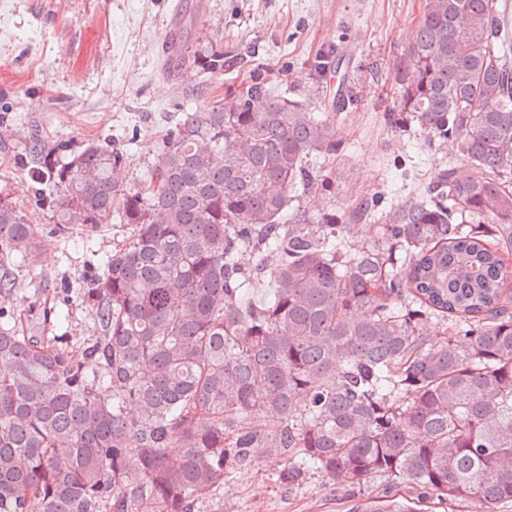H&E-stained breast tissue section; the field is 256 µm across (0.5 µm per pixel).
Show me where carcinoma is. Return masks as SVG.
I'll return each mask as SVG.
<instances>
[{
	"label": "carcinoma",
	"mask_w": 512,
	"mask_h": 512,
	"mask_svg": "<svg viewBox=\"0 0 512 512\" xmlns=\"http://www.w3.org/2000/svg\"><path fill=\"white\" fill-rule=\"evenodd\" d=\"M203 70L223 67L199 51ZM397 110L454 143L461 168L396 205L355 247L350 224L292 212L332 186L329 112L254 78L183 113L127 183L94 142L29 148V205L0 196V512H194L262 456L380 484L353 512L436 498L512 501V42L499 0H423ZM60 235H125L78 300L95 336H48L55 312L19 268L40 262L29 209ZM274 261H269L270 255ZM263 281L272 298L254 300ZM441 321L440 335L428 326ZM262 411L263 427L252 415Z\"/></svg>",
	"instance_id": "cac0c4a2"
}]
</instances>
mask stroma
I'll return each mask as SVG.
<instances>
[{"label": "stroma", "instance_id": "obj_1", "mask_svg": "<svg viewBox=\"0 0 512 512\" xmlns=\"http://www.w3.org/2000/svg\"><path fill=\"white\" fill-rule=\"evenodd\" d=\"M422 0H0V195L28 201L34 190L26 148L33 137L75 146L96 142L124 151L127 179L154 161L161 138L182 112L223 98L259 77L271 95L288 94L323 111L339 82L357 101L337 126L336 156L311 165L336 182L330 192L297 190L310 214L348 216L354 199L379 206L412 199L438 171L459 165L446 142L410 122L388 124L397 97L394 68L404 60ZM177 40L223 53L215 73L167 70L163 45ZM343 57L340 75L314 77L316 57ZM42 259L23 281L45 292L88 280L121 235L116 225L80 227L69 239L49 213L31 215ZM283 459L230 470L197 512H351L371 493L308 468L283 477Z\"/></svg>", "mask_w": 512, "mask_h": 512}]
</instances>
